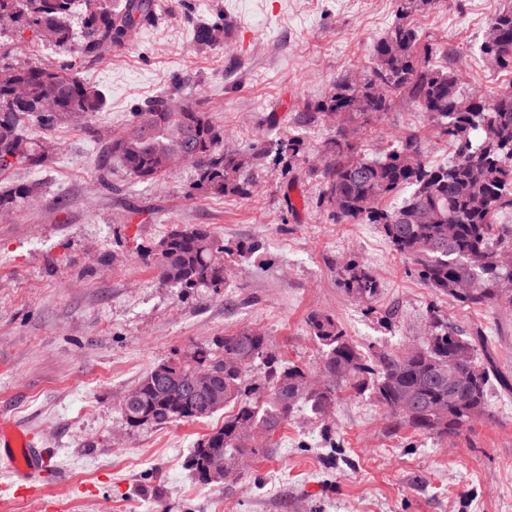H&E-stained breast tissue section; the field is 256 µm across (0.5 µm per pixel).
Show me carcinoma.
I'll list each match as a JSON object with an SVG mask.
<instances>
[{
    "instance_id": "cac0c4a2",
    "label": "carcinoma",
    "mask_w": 512,
    "mask_h": 512,
    "mask_svg": "<svg viewBox=\"0 0 512 512\" xmlns=\"http://www.w3.org/2000/svg\"><path fill=\"white\" fill-rule=\"evenodd\" d=\"M440 0H397L399 21L373 48L369 73L357 82L336 79L333 91L314 107L333 127L323 145L326 161L309 168L324 187V197L338 222L377 224L393 249L410 264V271L436 294L472 308L512 305V269L500 263L501 252L512 250V225L499 222L512 211V87L484 97L468 89L457 53L423 42L409 18ZM82 11L81 36L70 23L75 8ZM0 17L15 26L0 28V172L47 167L52 152L26 134L37 125L51 129L60 121H89L105 109L101 90L78 75L76 64L98 60L105 49L122 46L156 19L155 0H0ZM490 25L500 42L482 40L479 54L495 70L512 73V4L496 13ZM29 29L42 42L64 49L69 59L56 65L20 63L6 47L9 35ZM223 28L202 24L197 42L209 45ZM169 95L140 105L128 125L109 142V153L121 169L139 182L164 177L179 158L193 163L197 188L213 198L248 197L252 181L246 171L270 159L283 175L303 157L304 140L295 135L257 144L246 152L224 149V130L215 125L199 103L191 100L180 81ZM405 101L428 115L435 134L453 150L444 165L425 159L422 135L412 131L377 157H366L350 140V130L362 128ZM36 184H18L0 193V210L10 211L38 194ZM410 190L401 204L388 201ZM146 254L164 286L188 294H221L232 275L230 252L207 224L175 227ZM469 281L466 296L454 284ZM340 287L350 298L375 300L379 283L370 268L349 259L340 269ZM309 335L320 349L319 372L328 380L322 390L292 391L305 364L286 362L272 349L269 336L243 327L207 346L175 352L158 363L137 384L140 401L127 421L132 427L160 426L206 419L230 408L224 424L203 436L190 458L200 475L206 452L268 456L272 437L288 423L297 403L322 417L338 392L351 390L375 399L401 424L417 433L457 434L486 415L494 367L478 353L481 332L472 335L430 310V330L419 345L404 353L369 354L345 333L336 316L313 311L307 316ZM469 349V379L448 394V359L455 350ZM211 374L212 394L191 392L195 373ZM146 419H138V415Z\"/></svg>"
}]
</instances>
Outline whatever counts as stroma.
I'll list each match as a JSON object with an SVG mask.
<instances>
[{
	"instance_id": "35a3bbf8",
	"label": "stroma",
	"mask_w": 512,
	"mask_h": 512,
	"mask_svg": "<svg viewBox=\"0 0 512 512\" xmlns=\"http://www.w3.org/2000/svg\"><path fill=\"white\" fill-rule=\"evenodd\" d=\"M504 0H448L419 17L422 39L453 48L469 89L512 87L476 52ZM398 20L396 0H157V17L133 40L80 71L107 105L90 122L58 125L49 168L0 173V188L40 183L39 194L0 212V413L35 432L57 475L30 499L3 491L0 512H512V392L493 387L486 416L459 434L398 426L373 400L340 392L328 423L295 409L272 452L235 480L200 481L188 467L195 443L224 422L129 427L121 399L174 352L243 327L262 330L283 358L315 364L305 319L336 315L360 347L405 351L428 331L437 303L463 328H481L485 353L512 376V306L474 309L436 298L374 224L338 223L308 163L331 128L307 108L337 77L367 73L374 44ZM222 23L219 43L198 45L196 25ZM183 80L239 150L298 135L306 165L286 184L256 169L254 193L212 198L193 166L152 182L126 177L107 155L134 107ZM424 113L396 102L362 131L377 156ZM112 186L98 181L101 165ZM176 224H206L225 246L261 249L237 258L223 295L183 297L159 283L141 251ZM380 282L373 304L337 285L349 258Z\"/></svg>"
}]
</instances>
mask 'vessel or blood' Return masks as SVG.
Masks as SVG:
<instances>
[{
    "label": "vessel or blood",
    "mask_w": 512,
    "mask_h": 512,
    "mask_svg": "<svg viewBox=\"0 0 512 512\" xmlns=\"http://www.w3.org/2000/svg\"><path fill=\"white\" fill-rule=\"evenodd\" d=\"M0 458L10 464L11 484L18 498L38 493L43 479L54 469L50 454L37 447L22 425L3 419L0 420Z\"/></svg>",
    "instance_id": "1"
}]
</instances>
